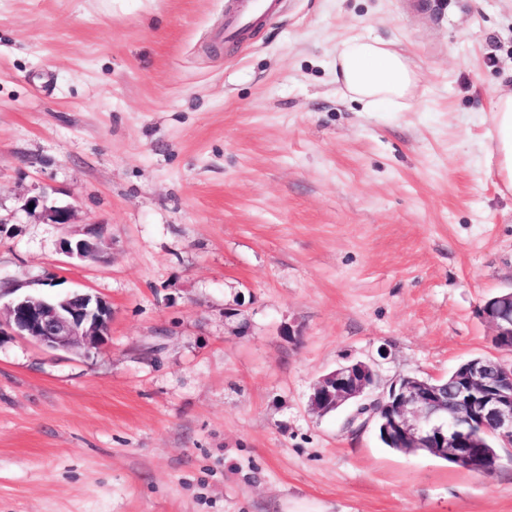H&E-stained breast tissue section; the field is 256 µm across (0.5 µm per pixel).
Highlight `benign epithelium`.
Returning a JSON list of instances; mask_svg holds the SVG:
<instances>
[{
  "label": "benign epithelium",
  "mask_w": 512,
  "mask_h": 512,
  "mask_svg": "<svg viewBox=\"0 0 512 512\" xmlns=\"http://www.w3.org/2000/svg\"><path fill=\"white\" fill-rule=\"evenodd\" d=\"M52 224L71 223L68 207L43 206ZM69 255L94 261L100 257L101 241L96 229L72 244ZM501 351H512V290L487 301L481 309ZM112 309L103 298L74 292L61 298L25 295L0 312V336L9 333L27 338L52 350L98 347L108 333ZM374 364L357 360L324 375L313 387L309 407L325 415L333 408L356 404L350 422L366 425L381 417L378 434L385 441L414 453L419 448L468 471L488 475L496 462L473 447V432L484 431L504 442L512 441V363L481 357L459 367L448 382H427L415 376L394 380L388 390L371 398L367 392L377 384Z\"/></svg>",
  "instance_id": "benign-epithelium-1"
}]
</instances>
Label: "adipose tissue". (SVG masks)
<instances>
[{
    "mask_svg": "<svg viewBox=\"0 0 512 512\" xmlns=\"http://www.w3.org/2000/svg\"><path fill=\"white\" fill-rule=\"evenodd\" d=\"M335 77L341 92L374 112L386 105L405 107L420 77L397 41L357 34L336 48ZM493 172L504 191H512V91L492 107Z\"/></svg>",
    "mask_w": 512,
    "mask_h": 512,
    "instance_id": "1",
    "label": "adipose tissue"
}]
</instances>
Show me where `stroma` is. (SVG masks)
I'll return each mask as SVG.
<instances>
[{
    "label": "stroma",
    "instance_id": "obj_1",
    "mask_svg": "<svg viewBox=\"0 0 512 512\" xmlns=\"http://www.w3.org/2000/svg\"><path fill=\"white\" fill-rule=\"evenodd\" d=\"M226 5L0 0V304L112 308L87 354L0 337V512H512V447L486 477L308 406L350 360L383 390L496 355L512 0H281L233 43ZM356 33L399 39L407 108L343 98ZM492 164L504 191H512V91L501 93L494 101L492 112ZM86 235V238L78 240L74 246H72L71 242H65L64 248L66 253L76 255L79 259L85 261L97 260L102 252L99 235L94 227L90 228Z\"/></svg>",
    "mask_w": 512,
    "mask_h": 512
}]
</instances>
